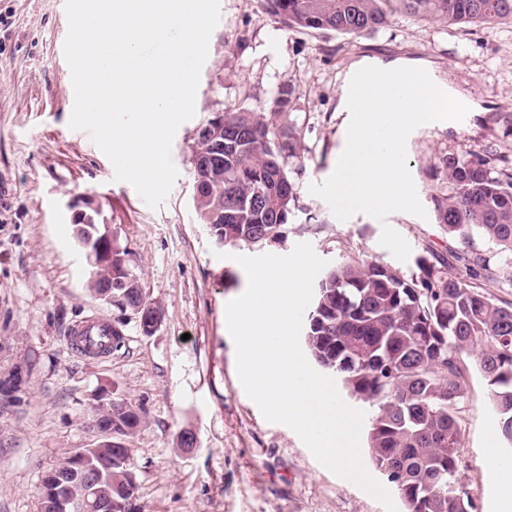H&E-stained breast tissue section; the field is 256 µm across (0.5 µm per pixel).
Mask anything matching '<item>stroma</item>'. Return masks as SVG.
<instances>
[{
  "mask_svg": "<svg viewBox=\"0 0 512 512\" xmlns=\"http://www.w3.org/2000/svg\"><path fill=\"white\" fill-rule=\"evenodd\" d=\"M0 378L17 375L0 400V512H38L42 472L71 449L97 441L86 422L106 393L146 412L131 448L134 512H384L355 484L323 467L288 426L268 422L237 375L226 305L248 285L243 267L220 258V245L193 204L192 147L212 113L270 109L286 85L302 169L293 175L299 209L280 242L234 247L237 255H285L311 243L328 267L368 260L415 275L421 257L454 247L434 217L395 212L386 222L359 213L338 220L308 187L327 179L342 144L337 91L344 72L366 56L430 61L478 100L482 112L407 139V165L423 207L436 185L430 172L445 150L490 146L512 157V26H450L394 17L373 36L327 39L283 28L257 0H220L195 100V116L177 130L171 157L178 177L156 209L105 170L111 162L84 131L69 126L74 89L59 58L68 19L59 0H0ZM108 225L130 253L131 269L163 323L146 336L137 322L88 288L91 268L73 234L76 211ZM408 242L407 260L380 243L383 225ZM119 323L124 343L105 356L68 342L74 326ZM489 387L469 375L458 415L460 476L478 512H503L512 477L494 474L502 448L488 410ZM196 436L185 452L182 431Z\"/></svg>",
  "mask_w": 512,
  "mask_h": 512,
  "instance_id": "35a3bbf8",
  "label": "stroma"
}]
</instances>
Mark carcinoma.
Listing matches in <instances>:
<instances>
[{
  "label": "carcinoma",
  "instance_id": "cac0c4a2",
  "mask_svg": "<svg viewBox=\"0 0 512 512\" xmlns=\"http://www.w3.org/2000/svg\"><path fill=\"white\" fill-rule=\"evenodd\" d=\"M262 14L287 29L350 36L373 35L396 15L444 20L450 25L512 23V0H258ZM281 96L267 112L224 113V180L205 195L224 199V215L211 203L195 206L201 223L225 246L280 240L298 209L288 163L300 160V140ZM431 170L439 183L431 194L437 223L462 247L465 273L448 275V263L426 259L419 274L353 260L320 279L308 315L305 346L313 361L336 377L354 400L369 405L368 455L399 494L404 512H474L473 491L459 475L457 413L468 365L487 380L488 405L512 454V302L471 285L475 268L489 273L481 242L512 253V165L488 150L438 154ZM102 278L96 288L109 283ZM118 310L149 305L134 274L112 281ZM103 431L91 471L103 475V497L133 512L136 485L126 481L132 451L109 441L129 437L144 411L115 399L99 418Z\"/></svg>",
  "mask_w": 512,
  "mask_h": 512
}]
</instances>
